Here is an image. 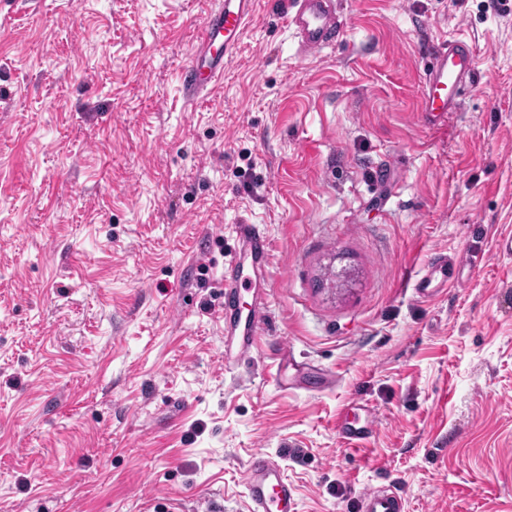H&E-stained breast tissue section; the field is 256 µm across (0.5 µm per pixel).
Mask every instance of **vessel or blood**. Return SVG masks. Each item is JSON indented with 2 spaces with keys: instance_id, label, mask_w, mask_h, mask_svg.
Returning a JSON list of instances; mask_svg holds the SVG:
<instances>
[{
  "instance_id": "vessel-or-blood-1",
  "label": "vessel or blood",
  "mask_w": 512,
  "mask_h": 512,
  "mask_svg": "<svg viewBox=\"0 0 512 512\" xmlns=\"http://www.w3.org/2000/svg\"><path fill=\"white\" fill-rule=\"evenodd\" d=\"M256 0H222L219 8L204 19L193 46L192 58L184 72V86L189 97H196L214 87L224 76V61L236 51L241 36L251 21ZM287 23L295 33L303 54L313 56L329 47L340 22L336 0H293ZM432 62L426 72L421 115L424 126L444 125L449 112L475 73V54L470 42L452 39L431 50ZM235 232L245 254L232 261L224 272V309L232 311L235 299L247 282L262 276L267 268L269 241L255 224H239ZM459 256H441L415 282L421 297L439 296L458 284ZM263 301H256L252 311L235 319L230 331L240 353L250 352L264 324ZM247 512H297L294 487L288 483L283 467L275 457L257 452L246 471ZM361 512H404L402 496L389 487H374L360 495Z\"/></svg>"
}]
</instances>
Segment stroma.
Here are the masks:
<instances>
[{"mask_svg": "<svg viewBox=\"0 0 512 512\" xmlns=\"http://www.w3.org/2000/svg\"><path fill=\"white\" fill-rule=\"evenodd\" d=\"M336 2L306 56L257 0L190 101L218 0H0V512H245L261 450L298 512L371 486L512 512V0ZM459 36L473 86L432 130L428 55ZM238 224L270 243L267 319L228 368ZM441 253L464 281L421 299Z\"/></svg>", "mask_w": 512, "mask_h": 512, "instance_id": "stroma-1", "label": "stroma"}]
</instances>
